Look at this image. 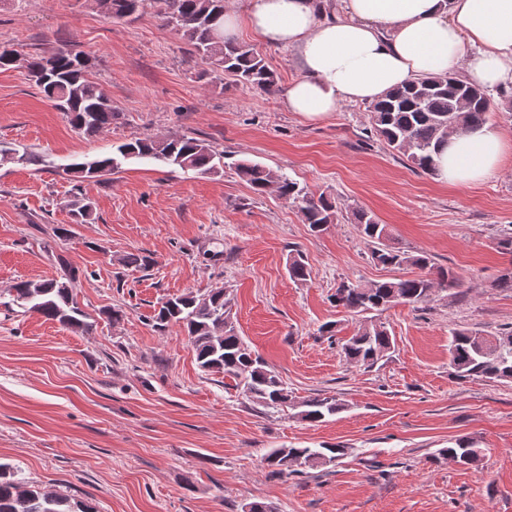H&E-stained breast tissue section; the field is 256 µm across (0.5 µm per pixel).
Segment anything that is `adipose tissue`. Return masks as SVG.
<instances>
[{"instance_id":"adipose-tissue-1","label":"adipose tissue","mask_w":512,"mask_h":512,"mask_svg":"<svg viewBox=\"0 0 512 512\" xmlns=\"http://www.w3.org/2000/svg\"><path fill=\"white\" fill-rule=\"evenodd\" d=\"M247 28L265 43L298 52L303 73L289 82V111L319 121L345 103H371L413 78L461 71L489 89L512 88V0H246L225 11L224 34ZM506 141L499 130L451 138L438 176L451 186L498 171Z\"/></svg>"}]
</instances>
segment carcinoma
<instances>
[{"mask_svg":"<svg viewBox=\"0 0 512 512\" xmlns=\"http://www.w3.org/2000/svg\"><path fill=\"white\" fill-rule=\"evenodd\" d=\"M162 22L172 27L193 47L192 53L224 78L270 92L276 86L274 72L252 47L224 39L221 17L224 0H153ZM99 5L116 20L133 16L140 0H99ZM23 67L43 96L65 113L72 127L85 135H95L112 128L118 113L111 99L90 78V59L82 52L54 49L28 54L21 58ZM491 108L488 91L449 73L444 76L416 78L408 84L386 92L368 106L370 132L388 148L406 157L411 167L423 173L437 174L435 156L440 146L452 136L476 130L486 123ZM117 156H104L69 165L68 172L87 180L99 178L118 168L117 157L150 159L164 166H177L200 176L213 175L221 169L222 153L188 135L161 138L138 137L116 148ZM236 174L257 197L270 192L297 204L303 223L314 233L335 224L342 214L337 202L307 187L284 173L260 163L242 160L235 164ZM69 206L83 221L93 212L92 203L79 191ZM351 220L373 244L372 259L383 266H415L426 274L401 277L365 286L343 280L336 287L332 301L336 306L356 313L383 310L397 304L417 305L430 300L437 286H455L457 277L435 267L424 253H409L386 243L384 225L362 208L350 210ZM61 274L55 279L15 283L10 289L13 304L23 313H36L47 321L57 322L72 332L92 328L90 316L73 295L71 284L79 277V268L57 256ZM125 266L147 270L153 264L144 252H130L122 258ZM288 274L295 281L309 275L302 255L289 260ZM155 330L184 328L198 366L205 372L223 374L238 381L255 402L266 408H297L302 419L318 422L343 409L334 396L318 394L296 401L286 383L271 369L264 358L240 336L232 316V298L224 288H214L196 296L186 293L162 302L151 318ZM394 348V340L383 324L364 326L341 345L347 361L366 368L373 367ZM450 367L460 379L485 377L512 380V327L489 340L469 329H458L449 345ZM346 455L336 446L321 448H273L263 457L271 473L288 476L301 468L334 465ZM437 455L461 465L479 461L481 449L468 439L440 448ZM0 512H98L93 499L75 500L52 490L40 489L15 478L0 464Z\"/></svg>","mask_w":512,"mask_h":512,"instance_id":"1","label":"carcinoma"}]
</instances>
